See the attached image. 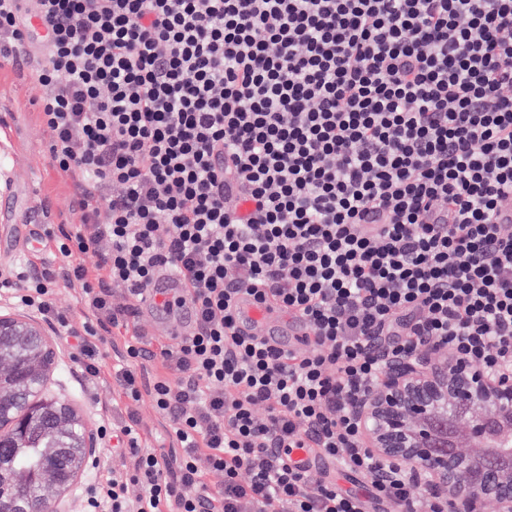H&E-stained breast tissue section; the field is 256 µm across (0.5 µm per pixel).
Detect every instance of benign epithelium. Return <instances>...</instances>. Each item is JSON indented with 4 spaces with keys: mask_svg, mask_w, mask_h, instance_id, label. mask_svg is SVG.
I'll return each mask as SVG.
<instances>
[{
    "mask_svg": "<svg viewBox=\"0 0 512 512\" xmlns=\"http://www.w3.org/2000/svg\"><path fill=\"white\" fill-rule=\"evenodd\" d=\"M60 356L53 332L0 295V512H68L95 457V426L53 395ZM364 445L382 461L413 467L448 512H512V373L492 376L448 345L422 339L414 350H384L380 372L350 404ZM39 449L34 465L14 459ZM51 489V501L33 495Z\"/></svg>",
    "mask_w": 512,
    "mask_h": 512,
    "instance_id": "1",
    "label": "benign epithelium"
}]
</instances>
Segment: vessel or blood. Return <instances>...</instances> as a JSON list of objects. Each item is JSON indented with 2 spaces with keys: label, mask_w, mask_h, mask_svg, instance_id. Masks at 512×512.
<instances>
[{
  "label": "vessel or blood",
  "mask_w": 512,
  "mask_h": 512,
  "mask_svg": "<svg viewBox=\"0 0 512 512\" xmlns=\"http://www.w3.org/2000/svg\"><path fill=\"white\" fill-rule=\"evenodd\" d=\"M140 312L160 324L164 336L173 342L184 339L195 327L193 305L178 277L169 273L153 282ZM238 313L245 334L264 338L280 348L294 350L311 338L302 317L285 313L273 304L259 306L251 297L244 296L238 302Z\"/></svg>",
  "instance_id": "obj_1"
}]
</instances>
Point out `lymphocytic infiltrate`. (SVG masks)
<instances>
[{
    "mask_svg": "<svg viewBox=\"0 0 512 512\" xmlns=\"http://www.w3.org/2000/svg\"><path fill=\"white\" fill-rule=\"evenodd\" d=\"M28 10L48 30L50 160L81 195L75 231L44 230L72 261L81 327L53 280L17 268L4 287L77 336L84 377L125 331L122 392L149 396L180 450L144 447L129 418L133 466L87 512H444L412 495L410 467L379 480L349 404L396 330L400 351L429 336L487 369L512 360V230L494 221L512 207V0H0V67L31 54ZM97 247L95 270L76 264ZM165 271L197 322L154 352L135 303ZM244 292L302 316L313 345L242 335ZM301 448L371 476L370 498L312 480L288 461ZM77 284L73 285H64L62 282L58 284V287L55 288V292L53 295V302L55 307L66 314L76 327H79L80 323V315L81 308L78 303L79 290Z\"/></svg>",
    "mask_w": 512,
    "mask_h": 512,
    "instance_id": "1",
    "label": "lymphocytic infiltrate"
}]
</instances>
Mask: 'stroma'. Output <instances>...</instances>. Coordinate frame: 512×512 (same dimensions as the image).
Returning <instances> with one entry per match:
<instances>
[{
  "instance_id": "1",
  "label": "stroma",
  "mask_w": 512,
  "mask_h": 512,
  "mask_svg": "<svg viewBox=\"0 0 512 512\" xmlns=\"http://www.w3.org/2000/svg\"><path fill=\"white\" fill-rule=\"evenodd\" d=\"M44 64V57L36 54L28 60L24 70L0 69V124L6 129L5 135L0 136V144L6 147L13 168L12 186L7 194L0 195V206L5 204L10 208L8 216L0 215V267L9 269L27 261L31 264L32 275L61 278L68 260L54 255L52 242L44 239L26 242L19 235L24 225L44 220L53 224L65 218L75 225L82 222L81 212L70 206L75 191L73 182L51 166L50 136L38 118L35 102L41 90L32 75ZM54 340L60 360L50 388L94 419L100 431L98 460L87 480L98 482L129 464L126 456L114 451L113 440L103 434L105 428L125 416L124 403L112 374L114 352L104 350L102 376L90 381L79 371L80 355L73 348V338L58 333Z\"/></svg>"
}]
</instances>
